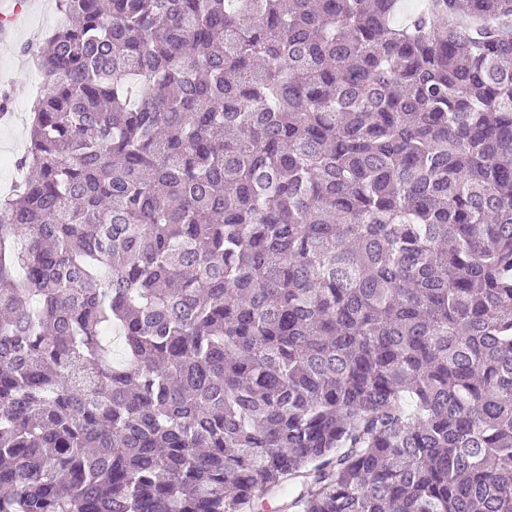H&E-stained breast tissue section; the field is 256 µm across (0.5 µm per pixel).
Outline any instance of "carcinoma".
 Instances as JSON below:
<instances>
[{
  "label": "carcinoma",
  "mask_w": 512,
  "mask_h": 512,
  "mask_svg": "<svg viewBox=\"0 0 512 512\" xmlns=\"http://www.w3.org/2000/svg\"><path fill=\"white\" fill-rule=\"evenodd\" d=\"M56 5L0 512H512V0Z\"/></svg>",
  "instance_id": "obj_1"
}]
</instances>
